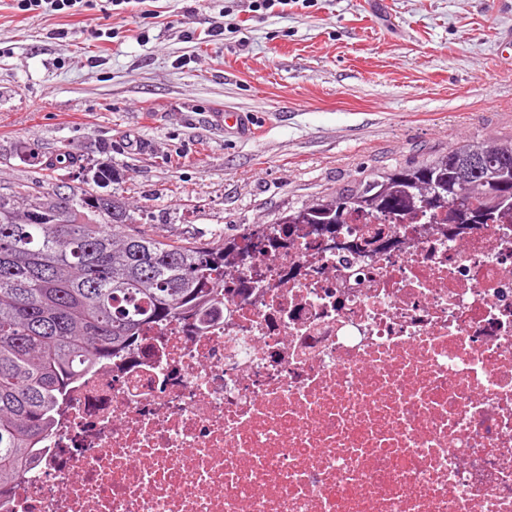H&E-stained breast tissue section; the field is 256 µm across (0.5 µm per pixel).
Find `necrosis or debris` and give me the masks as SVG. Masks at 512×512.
Listing matches in <instances>:
<instances>
[{
    "label": "necrosis or debris",
    "instance_id": "1",
    "mask_svg": "<svg viewBox=\"0 0 512 512\" xmlns=\"http://www.w3.org/2000/svg\"><path fill=\"white\" fill-rule=\"evenodd\" d=\"M84 374L0 512H512V212L253 245Z\"/></svg>",
    "mask_w": 512,
    "mask_h": 512
}]
</instances>
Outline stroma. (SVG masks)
Instances as JSON below:
<instances>
[{
  "mask_svg": "<svg viewBox=\"0 0 512 512\" xmlns=\"http://www.w3.org/2000/svg\"><path fill=\"white\" fill-rule=\"evenodd\" d=\"M0 0V192L72 185L15 151L109 159L138 228L216 242L475 137L512 141V0ZM245 112L250 137L213 125ZM16 8L22 12L60 11L63 9L81 11L86 0H15Z\"/></svg>",
  "mask_w": 512,
  "mask_h": 512,
  "instance_id": "1",
  "label": "stroma"
}]
</instances>
